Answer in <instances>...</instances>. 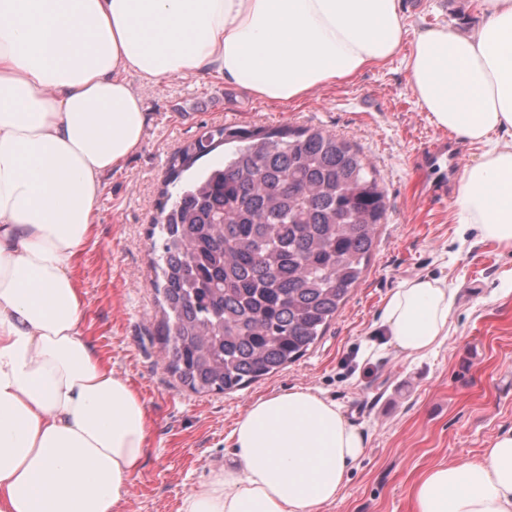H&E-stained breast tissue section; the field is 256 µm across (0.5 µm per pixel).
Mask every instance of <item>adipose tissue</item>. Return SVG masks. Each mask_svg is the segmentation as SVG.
Returning a JSON list of instances; mask_svg holds the SVG:
<instances>
[{"mask_svg":"<svg viewBox=\"0 0 512 512\" xmlns=\"http://www.w3.org/2000/svg\"><path fill=\"white\" fill-rule=\"evenodd\" d=\"M468 36L445 25L405 44L400 0H0V512H120L146 455L138 392L82 334L73 261L106 174L141 147L147 83L219 76L269 103L305 98L409 47L410 89L431 121L481 145L458 223L512 249V0H480ZM454 293L416 277L382 324L406 356L447 338ZM235 452L181 512H323L364 453L323 396L255 400ZM413 512H512V434L480 459L430 469Z\"/></svg>","mask_w":512,"mask_h":512,"instance_id":"obj_1","label":"adipose tissue"}]
</instances>
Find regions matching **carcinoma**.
<instances>
[{"label": "carcinoma", "mask_w": 512, "mask_h": 512, "mask_svg": "<svg viewBox=\"0 0 512 512\" xmlns=\"http://www.w3.org/2000/svg\"><path fill=\"white\" fill-rule=\"evenodd\" d=\"M232 143L223 165L163 191L154 223L167 368L200 393L240 390L316 344L386 215L360 151L318 128L212 126L181 149L165 186Z\"/></svg>", "instance_id": "cac0c4a2"}]
</instances>
